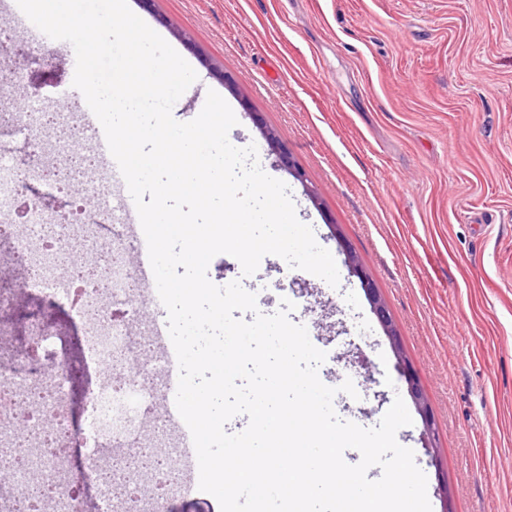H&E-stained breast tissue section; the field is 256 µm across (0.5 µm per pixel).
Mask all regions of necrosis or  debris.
<instances>
[{
  "mask_svg": "<svg viewBox=\"0 0 512 512\" xmlns=\"http://www.w3.org/2000/svg\"><path fill=\"white\" fill-rule=\"evenodd\" d=\"M15 39L11 27L0 28V81L22 90L25 101L13 112L12 126L30 144L53 140L52 153L63 154L68 141L57 138L56 132L67 121L63 113L29 92L24 70L14 65L8 51ZM47 156L42 152L33 162L19 164L10 142L0 138V244H7L11 263L23 272L24 293L39 297L49 308L69 305L83 318V364L109 369L87 398V426L79 436L94 474L104 449H111L118 461L140 451L144 429L167 396L163 387L147 382L148 377L165 373L161 361L151 360L137 372L127 366L135 351L133 331L142 321L141 306H149L162 320L167 311L155 285L134 275L131 257L140 240L128 225H111L109 236L103 238L77 219L50 217L35 198L27 200L23 217H16L14 204L22 185L54 181L60 172V165ZM75 249L102 258L101 287L80 288L73 271L63 270V262ZM51 356V351L41 349L37 363L26 371L24 384L0 378V467L18 486L47 491L42 512H74L75 501L64 493L60 477L66 451L55 442L56 437H68L69 431L53 416L67 396L76 367L66 364L54 378H47L45 362ZM118 461L109 467L111 484L103 491L98 512H167L166 496L145 489L138 470L119 466Z\"/></svg>",
  "mask_w": 512,
  "mask_h": 512,
  "instance_id": "obj_1",
  "label": "necrosis or debris"
}]
</instances>
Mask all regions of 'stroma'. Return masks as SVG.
I'll list each match as a JSON object with an SVG mask.
<instances>
[{"label": "stroma", "mask_w": 512, "mask_h": 512, "mask_svg": "<svg viewBox=\"0 0 512 512\" xmlns=\"http://www.w3.org/2000/svg\"><path fill=\"white\" fill-rule=\"evenodd\" d=\"M128 6L197 74L174 118L191 121L208 91L221 95L237 118L230 143L256 146L262 170L287 185L298 220L332 254L338 287L300 270L295 289L317 308L307 331L329 345L318 375L337 390V416L377 426L406 383L336 227L381 294L434 414V439L418 418L396 434L427 477L432 512H512V0ZM11 52L31 85L80 98L55 41L21 33ZM264 127L307 184L278 167ZM287 268L270 255L243 277L237 259L219 254L207 274L218 286L240 278L271 315ZM73 322L68 306L46 311L17 293L0 312V374L23 377L14 337L40 326L80 359L68 344ZM348 379L362 383L359 398L340 392Z\"/></svg>", "instance_id": "1"}]
</instances>
